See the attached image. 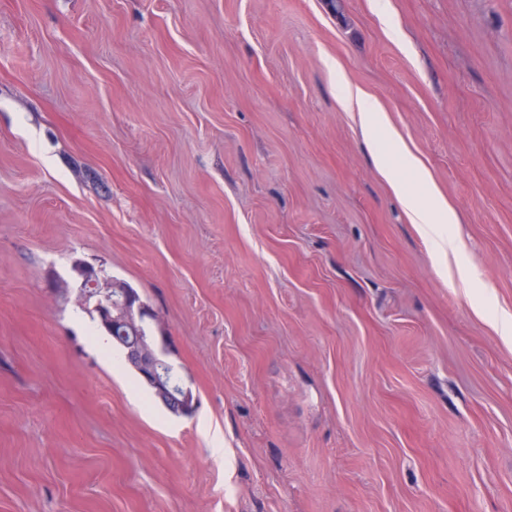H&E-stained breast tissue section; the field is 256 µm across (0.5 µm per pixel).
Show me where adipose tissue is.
<instances>
[{
	"mask_svg": "<svg viewBox=\"0 0 512 512\" xmlns=\"http://www.w3.org/2000/svg\"><path fill=\"white\" fill-rule=\"evenodd\" d=\"M342 101L367 139L376 143L378 171L393 188L410 223L429 243L434 261L449 264L464 251L465 243L443 230L444 225L457 223L458 217L447 198L436 190L429 169L412 153L386 113L360 89L344 88Z\"/></svg>",
	"mask_w": 512,
	"mask_h": 512,
	"instance_id": "ef3b65f1",
	"label": "adipose tissue"
}]
</instances>
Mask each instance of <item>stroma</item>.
<instances>
[{"label": "stroma", "mask_w": 512, "mask_h": 512, "mask_svg": "<svg viewBox=\"0 0 512 512\" xmlns=\"http://www.w3.org/2000/svg\"><path fill=\"white\" fill-rule=\"evenodd\" d=\"M389 7L393 33L373 0H0V512H512V0ZM79 262L153 309L192 415L90 343ZM342 101L354 114L367 139L376 143L374 156L378 171L393 188L410 224H414L421 237L430 244L434 261L449 265L451 259L464 251L465 243L458 236H448L437 225L458 223V217L448 199L435 189L429 169L412 153L386 113L360 89L344 87ZM406 173L412 176L420 192L407 186Z\"/></svg>", "instance_id": "35a3bbf8"}]
</instances>
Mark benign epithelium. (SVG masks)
I'll return each mask as SVG.
<instances>
[{
	"label": "benign epithelium",
	"instance_id": "1",
	"mask_svg": "<svg viewBox=\"0 0 512 512\" xmlns=\"http://www.w3.org/2000/svg\"><path fill=\"white\" fill-rule=\"evenodd\" d=\"M77 300L82 305L91 304L111 331L122 326L134 332L145 321L155 320L151 307L139 296L121 284L100 275V270L85 266ZM156 336H131L123 341L128 361L152 389L154 396L176 414H188L194 408L192 392L185 386L174 387L168 378L164 363L155 350Z\"/></svg>",
	"mask_w": 512,
	"mask_h": 512
}]
</instances>
